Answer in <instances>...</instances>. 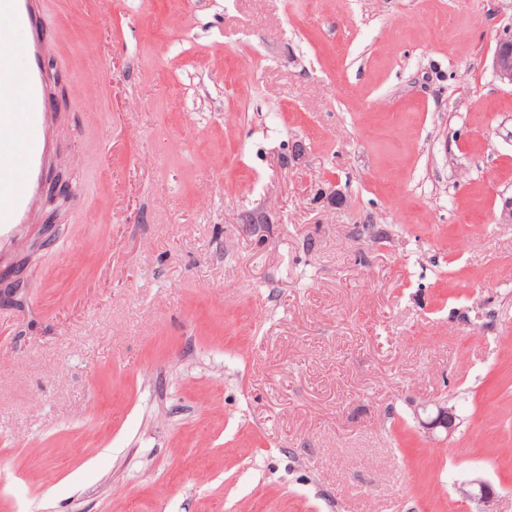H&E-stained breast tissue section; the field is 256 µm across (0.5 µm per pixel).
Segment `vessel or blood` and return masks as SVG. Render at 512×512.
Listing matches in <instances>:
<instances>
[{"label": "vessel or blood", "instance_id": "vessel-or-blood-1", "mask_svg": "<svg viewBox=\"0 0 512 512\" xmlns=\"http://www.w3.org/2000/svg\"><path fill=\"white\" fill-rule=\"evenodd\" d=\"M47 35L34 0H0V248L43 201L49 119L55 111L40 65Z\"/></svg>", "mask_w": 512, "mask_h": 512}]
</instances>
